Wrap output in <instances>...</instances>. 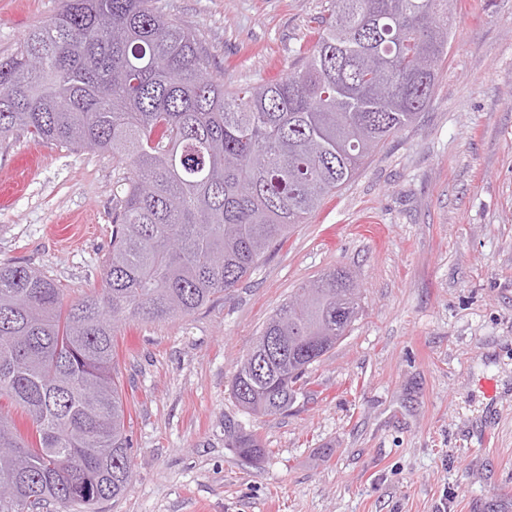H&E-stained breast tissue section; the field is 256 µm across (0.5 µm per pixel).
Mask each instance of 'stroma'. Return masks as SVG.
<instances>
[{
  "mask_svg": "<svg viewBox=\"0 0 512 512\" xmlns=\"http://www.w3.org/2000/svg\"><path fill=\"white\" fill-rule=\"evenodd\" d=\"M225 86L305 63L331 0H155ZM61 0H0V57ZM433 97L226 297L120 325L133 481L104 512H512V0H458ZM110 154L26 131L0 141V262L65 301L99 284ZM355 272L362 310L288 412L246 414L238 358L297 288ZM498 395L489 400L488 380ZM266 458L241 460L228 427Z\"/></svg>",
  "mask_w": 512,
  "mask_h": 512,
  "instance_id": "obj_1",
  "label": "stroma"
}]
</instances>
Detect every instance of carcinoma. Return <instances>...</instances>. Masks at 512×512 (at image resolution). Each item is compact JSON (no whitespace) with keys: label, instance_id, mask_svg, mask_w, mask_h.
<instances>
[{"label":"carcinoma","instance_id":"carcinoma-1","mask_svg":"<svg viewBox=\"0 0 512 512\" xmlns=\"http://www.w3.org/2000/svg\"><path fill=\"white\" fill-rule=\"evenodd\" d=\"M457 0H332L307 63L229 89L195 31L154 0H62L0 59V140L21 129L127 170L99 289L64 302L44 273L0 263V512H99L132 481L115 361L127 319L189 315L228 293L430 103ZM353 272L304 285L233 376L246 413H283L360 310ZM229 439L245 460L255 434Z\"/></svg>","mask_w":512,"mask_h":512}]
</instances>
